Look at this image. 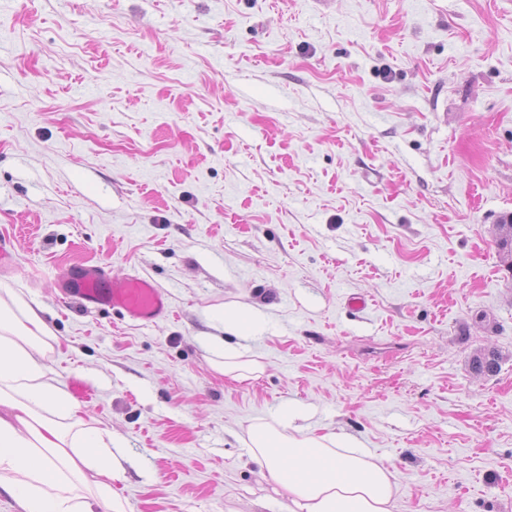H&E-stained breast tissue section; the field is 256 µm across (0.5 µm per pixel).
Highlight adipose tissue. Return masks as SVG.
<instances>
[{
  "label": "adipose tissue",
  "instance_id": "ef3b65f1",
  "mask_svg": "<svg viewBox=\"0 0 512 512\" xmlns=\"http://www.w3.org/2000/svg\"><path fill=\"white\" fill-rule=\"evenodd\" d=\"M52 332L34 310L0 300V490L22 512H125L112 483L121 466L102 431L44 362ZM213 369L235 381L262 365L214 343ZM242 444L287 493L291 512H394L398 481L370 449L333 434L290 433L285 420L253 423Z\"/></svg>",
  "mask_w": 512,
  "mask_h": 512
}]
</instances>
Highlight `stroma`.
<instances>
[{
  "mask_svg": "<svg viewBox=\"0 0 512 512\" xmlns=\"http://www.w3.org/2000/svg\"><path fill=\"white\" fill-rule=\"evenodd\" d=\"M509 213L512 0H0V298L92 389L127 512H289L240 442L287 406L392 466L394 512H512ZM87 260L171 315L63 301ZM498 247L501 259L512 266V215L503 217L497 224ZM211 353L214 356L211 359L212 368L232 380H248L263 371V366L257 360L247 356L238 347L227 348L224 341L214 343Z\"/></svg>",
  "mask_w": 512,
  "mask_h": 512,
  "instance_id": "35a3bbf8",
  "label": "stroma"
}]
</instances>
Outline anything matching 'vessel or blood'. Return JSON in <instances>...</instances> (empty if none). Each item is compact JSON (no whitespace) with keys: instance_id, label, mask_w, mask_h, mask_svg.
I'll return each instance as SVG.
<instances>
[{"instance_id":"b4317fda","label":"vessel or blood","mask_w":512,"mask_h":512,"mask_svg":"<svg viewBox=\"0 0 512 512\" xmlns=\"http://www.w3.org/2000/svg\"><path fill=\"white\" fill-rule=\"evenodd\" d=\"M60 280L65 298L88 311L111 308L139 324L158 322L171 313L166 292L151 280L138 275L118 278L102 264L70 266Z\"/></svg>"}]
</instances>
